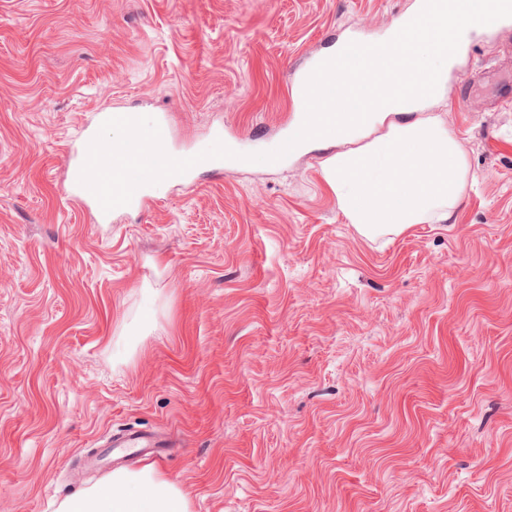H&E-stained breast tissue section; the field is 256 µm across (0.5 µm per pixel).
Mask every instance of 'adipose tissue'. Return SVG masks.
<instances>
[{"label":"adipose tissue","mask_w":512,"mask_h":512,"mask_svg":"<svg viewBox=\"0 0 512 512\" xmlns=\"http://www.w3.org/2000/svg\"><path fill=\"white\" fill-rule=\"evenodd\" d=\"M432 30L407 52L419 75L447 78L449 68L438 46L448 30L438 0L428 4ZM375 106L364 120L332 111L324 99L312 98L310 112L324 126V139H357L354 150L336 153L322 163L336 202L359 234H399L426 221L448 220L459 205L469 176L466 151L455 133L436 118L389 124L371 136L388 116L421 110L422 102L394 95L380 70L371 73ZM57 512H191L190 497L154 466L137 472L118 470L82 494L64 500Z\"/></svg>","instance_id":"obj_1"}]
</instances>
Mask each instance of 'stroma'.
I'll list each match as a JSON object with an SVG mask.
<instances>
[{
	"mask_svg": "<svg viewBox=\"0 0 512 512\" xmlns=\"http://www.w3.org/2000/svg\"><path fill=\"white\" fill-rule=\"evenodd\" d=\"M416 0H0V512L100 483L122 431L192 512H512V105L431 108L475 175L451 218L379 239L320 161L252 162L288 129L290 69ZM512 71V29L459 71ZM101 112L163 117L180 155L246 162L102 219L64 198Z\"/></svg>",
	"mask_w": 512,
	"mask_h": 512,
	"instance_id": "1",
	"label": "stroma"
}]
</instances>
